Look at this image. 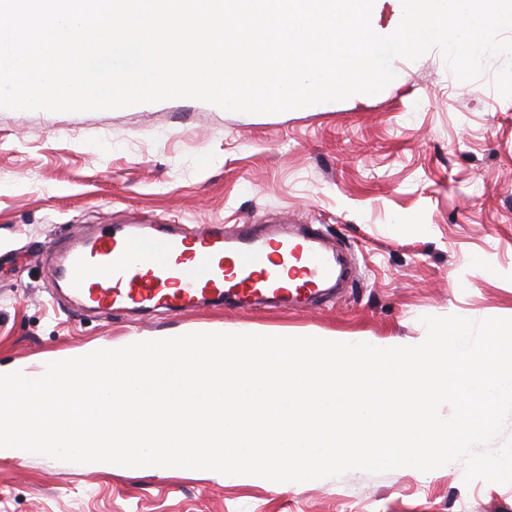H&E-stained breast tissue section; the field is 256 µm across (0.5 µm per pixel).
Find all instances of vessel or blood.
I'll list each match as a JSON object with an SVG mask.
<instances>
[{
	"mask_svg": "<svg viewBox=\"0 0 512 512\" xmlns=\"http://www.w3.org/2000/svg\"><path fill=\"white\" fill-rule=\"evenodd\" d=\"M52 278L64 279L89 310L116 308L182 313L232 299L241 309L261 298L293 309L325 295L341 274L335 252L317 232L273 225L233 237L200 229L160 233L153 224L129 233L104 228L79 245L58 249Z\"/></svg>",
	"mask_w": 512,
	"mask_h": 512,
	"instance_id": "b4317fda",
	"label": "vessel or blood"
}]
</instances>
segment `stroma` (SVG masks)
Returning <instances> with one entry per match:
<instances>
[{
    "label": "stroma",
    "instance_id": "35a3bbf8",
    "mask_svg": "<svg viewBox=\"0 0 512 512\" xmlns=\"http://www.w3.org/2000/svg\"><path fill=\"white\" fill-rule=\"evenodd\" d=\"M457 80L439 51L394 60L379 94L278 114L192 99L68 113L0 109V366L37 372L90 345L224 325L424 340V316L512 318V98ZM315 225L351 274L288 312L231 305L87 315L50 277L53 247L101 224ZM454 463L273 487L174 468L101 472L0 459V512H512V483Z\"/></svg>",
    "mask_w": 512,
    "mask_h": 512
}]
</instances>
